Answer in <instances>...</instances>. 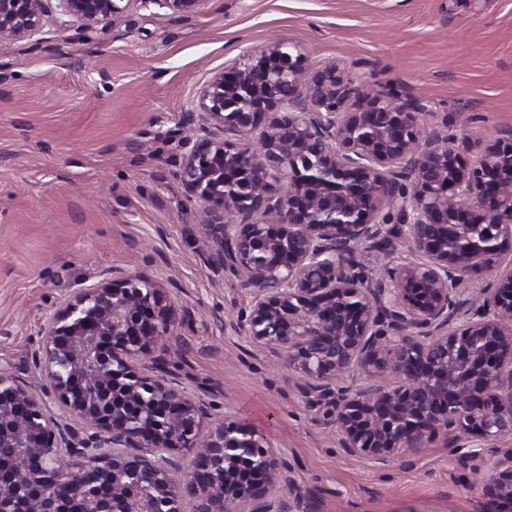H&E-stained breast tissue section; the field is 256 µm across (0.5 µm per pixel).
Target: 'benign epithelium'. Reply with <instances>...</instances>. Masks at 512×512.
Returning <instances> with one entry per match:
<instances>
[{
	"label": "benign epithelium",
	"instance_id": "benign-epithelium-1",
	"mask_svg": "<svg viewBox=\"0 0 512 512\" xmlns=\"http://www.w3.org/2000/svg\"><path fill=\"white\" fill-rule=\"evenodd\" d=\"M48 0H0V47L31 38ZM86 32L119 0H59ZM187 17L207 0H140ZM274 41L205 84L200 115L214 134L184 136L180 180L203 205L209 258L238 277L249 303L237 318L284 353L351 454L386 461L439 435L498 440L512 432V130L469 158L418 105L372 92L336 62L307 72ZM261 129L254 150L245 138ZM390 168L386 176L382 169ZM407 228L424 257L374 283L357 248L382 251V225ZM489 272L470 312L460 287ZM464 316L465 322L456 325ZM178 323L167 290L144 277L71 294L44 328L38 393L0 372V512H73L57 496L69 461L79 512H294L277 494L288 461L268 435L183 391L162 353ZM358 369L369 384L338 385ZM392 372L400 384L380 382ZM83 424L80 437L61 418ZM191 455L183 465V455ZM486 512H512V448L480 483Z\"/></svg>",
	"mask_w": 512,
	"mask_h": 512
}]
</instances>
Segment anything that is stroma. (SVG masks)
I'll return each mask as SVG.
<instances>
[{
    "instance_id": "obj_1",
    "label": "stroma",
    "mask_w": 512,
    "mask_h": 512,
    "mask_svg": "<svg viewBox=\"0 0 512 512\" xmlns=\"http://www.w3.org/2000/svg\"><path fill=\"white\" fill-rule=\"evenodd\" d=\"M274 40L305 70L336 61L415 101L424 134L468 157L512 128V0H206L185 19L131 0L81 34L52 12L38 43L0 51V371L40 390L53 312L77 289L144 276L180 320L169 369L213 417L267 433L302 512H482L472 470L491 469L512 434L492 447L442 436L386 463L347 455L282 354L237 328L247 299L201 250L202 206L179 179L185 120L225 62ZM415 258L402 235L357 252L375 278Z\"/></svg>"
}]
</instances>
